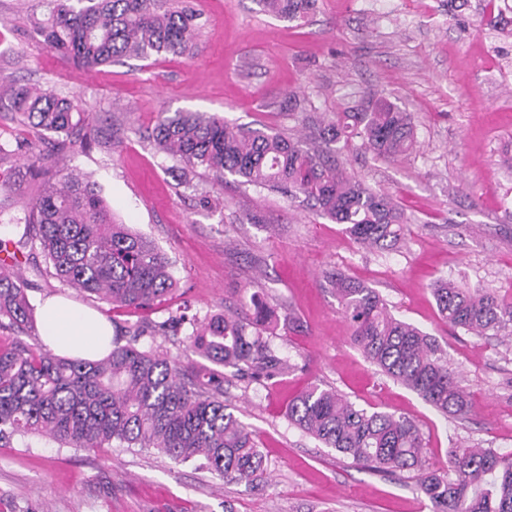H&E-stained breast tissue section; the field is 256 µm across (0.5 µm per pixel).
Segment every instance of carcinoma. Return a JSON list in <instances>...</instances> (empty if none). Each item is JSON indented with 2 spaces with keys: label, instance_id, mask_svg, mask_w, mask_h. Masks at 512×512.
Returning <instances> with one entry per match:
<instances>
[{
  "label": "carcinoma",
  "instance_id": "carcinoma-1",
  "mask_svg": "<svg viewBox=\"0 0 512 512\" xmlns=\"http://www.w3.org/2000/svg\"><path fill=\"white\" fill-rule=\"evenodd\" d=\"M48 17L33 31L49 48L85 67L133 55L190 53L198 15L173 0H45ZM262 10L293 20L313 0H257ZM16 120L38 139L56 136L60 149L84 146L92 129L73 98L25 86H0ZM329 145L359 138L380 157L406 153L414 144L412 116L386 101L359 112H336L320 129ZM153 145L181 166L202 168L267 187L345 226L359 244L390 249L408 223L393 199L365 187L321 150L261 128H243L201 112H161L149 135ZM34 224L53 276L81 293L116 307L147 309L174 291L164 253L118 223L96 183L72 173L45 182L24 216L0 224ZM350 322L353 341L382 374L416 393L444 415L463 416L471 403L460 376L435 340L390 313L378 292L341 271L325 277ZM443 320L474 336L512 332V298L495 290L457 287L446 277L433 283ZM245 311L204 320L178 308L150 336L192 327L189 349L216 368H195L140 344L136 329L126 343L98 360L55 355L17 339L0 347V445L45 436L62 447L154 449L176 462L198 461L228 482L256 488L268 481L263 455L246 426L224 404V372L246 371L258 380L281 373L286 361L265 336L266 302L256 293ZM32 320L23 279L0 269V328L24 332ZM288 421L377 473L412 471L432 512H512V453L491 448L452 450L443 473L428 470L420 429L388 412H368L333 388L313 385L288 404Z\"/></svg>",
  "mask_w": 512,
  "mask_h": 512
}]
</instances>
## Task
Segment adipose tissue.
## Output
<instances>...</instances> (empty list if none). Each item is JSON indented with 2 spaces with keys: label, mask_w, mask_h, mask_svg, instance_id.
I'll return each instance as SVG.
<instances>
[{
  "label": "adipose tissue",
  "mask_w": 512,
  "mask_h": 512,
  "mask_svg": "<svg viewBox=\"0 0 512 512\" xmlns=\"http://www.w3.org/2000/svg\"><path fill=\"white\" fill-rule=\"evenodd\" d=\"M39 334L44 343L58 352L92 360L105 355L112 328L92 309L53 296L42 305Z\"/></svg>",
  "instance_id": "1"
}]
</instances>
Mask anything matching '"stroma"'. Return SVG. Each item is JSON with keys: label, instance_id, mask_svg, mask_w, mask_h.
Wrapping results in <instances>:
<instances>
[{"label": "stroma", "instance_id": "obj_1", "mask_svg": "<svg viewBox=\"0 0 512 512\" xmlns=\"http://www.w3.org/2000/svg\"><path fill=\"white\" fill-rule=\"evenodd\" d=\"M201 28L191 54L125 58L94 69L62 58L30 28L43 0H0V85L76 95L89 145L43 144L49 172L89 176L115 219L170 259L176 290L134 311L81 296L52 275L28 224L0 227L23 246L19 273L33 308L61 295L103 313L114 334L164 321L179 305L198 316L259 293L276 320L271 339L291 368L272 379L224 371V399L264 458L268 483L224 482L154 450L62 447L33 436L0 447V512H431L414 474L372 473L290 424L289 402L308 386L336 389L369 411L403 415L421 429L427 466L442 472L455 448L512 453V338L451 329L431 292L443 276L465 288L512 294V0H317L285 21L256 0H191ZM308 99L322 119L382 97L411 113L415 145L381 159L352 141L339 163L390 194L410 222L391 250L354 242L341 225L288 196L197 172L180 182L145 140L160 111L208 112L232 124L305 132ZM33 132L0 100V210L22 215L43 184L27 166ZM340 270L375 288L389 311L435 338L469 391L465 416H443L386 377L353 345L349 321L323 276Z\"/></svg>", "mask_w": 512, "mask_h": 512}]
</instances>
